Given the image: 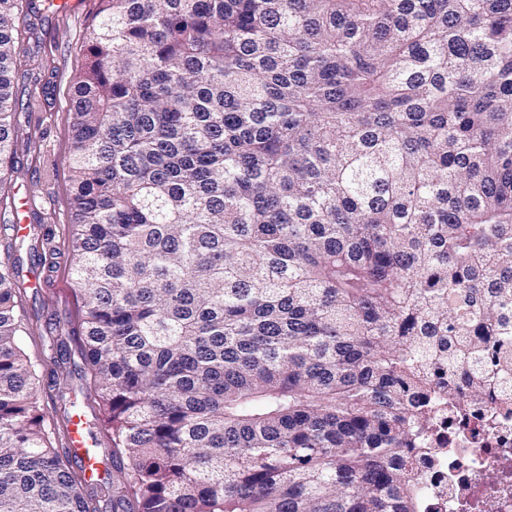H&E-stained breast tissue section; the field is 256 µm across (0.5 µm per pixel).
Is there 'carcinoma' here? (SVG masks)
<instances>
[{"instance_id": "cac0c4a2", "label": "carcinoma", "mask_w": 512, "mask_h": 512, "mask_svg": "<svg viewBox=\"0 0 512 512\" xmlns=\"http://www.w3.org/2000/svg\"><path fill=\"white\" fill-rule=\"evenodd\" d=\"M85 42L76 340L111 512H422L434 423L512 413V0H100ZM17 290L0 264V512H98Z\"/></svg>"}]
</instances>
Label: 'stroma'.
Returning a JSON list of instances; mask_svg holds the SVG:
<instances>
[{
    "label": "stroma",
    "mask_w": 512,
    "mask_h": 512,
    "mask_svg": "<svg viewBox=\"0 0 512 512\" xmlns=\"http://www.w3.org/2000/svg\"><path fill=\"white\" fill-rule=\"evenodd\" d=\"M99 0L75 13H61L47 0L20 9L16 19L14 173L0 186V262L19 261L22 286L17 313L24 328L21 347L36 369L39 404L55 430L53 445L67 451L66 416L80 400L86 417L97 405L84 400L83 360L73 337L80 303L73 277L70 206L74 80L84 67V33ZM49 234L42 253L30 238ZM63 338L65 358L51 355L50 338Z\"/></svg>",
    "instance_id": "1"
}]
</instances>
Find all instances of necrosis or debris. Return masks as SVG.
<instances>
[{
	"mask_svg": "<svg viewBox=\"0 0 512 512\" xmlns=\"http://www.w3.org/2000/svg\"><path fill=\"white\" fill-rule=\"evenodd\" d=\"M489 414L472 403L449 445L420 462L427 512H512V414L492 429Z\"/></svg>",
	"mask_w": 512,
	"mask_h": 512,
	"instance_id": "1",
	"label": "necrosis or debris"
}]
</instances>
